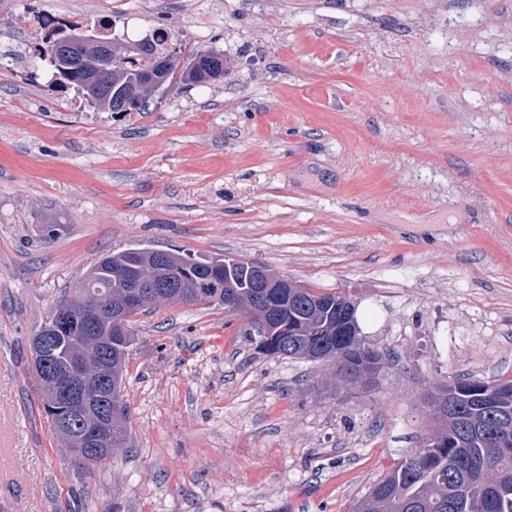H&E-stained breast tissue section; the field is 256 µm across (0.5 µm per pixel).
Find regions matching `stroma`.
Here are the masks:
<instances>
[{"label":"stroma","instance_id":"1","mask_svg":"<svg viewBox=\"0 0 512 512\" xmlns=\"http://www.w3.org/2000/svg\"><path fill=\"white\" fill-rule=\"evenodd\" d=\"M225 78L99 112L0 67V512H353L453 376L512 379V0H98ZM57 227L54 236L44 225ZM256 262L349 296L375 382L259 353L207 304L137 315L128 447L85 476L29 338L105 254Z\"/></svg>","mask_w":512,"mask_h":512}]
</instances>
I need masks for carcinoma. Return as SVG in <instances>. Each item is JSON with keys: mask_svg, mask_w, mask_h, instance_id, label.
<instances>
[{"mask_svg": "<svg viewBox=\"0 0 512 512\" xmlns=\"http://www.w3.org/2000/svg\"><path fill=\"white\" fill-rule=\"evenodd\" d=\"M96 30L100 38L112 41V20L101 18L91 25L59 30L56 37L41 50L38 59L53 68L56 85L72 89L94 104V109L115 112L114 99L105 93L90 94L86 87L93 65L77 67L64 73L53 67L52 49L69 38L77 41L82 30ZM180 48L170 34L157 28L152 34L151 51L147 54L132 47L123 53L111 76L112 92L131 81H141L153 58L165 60L161 72L171 84L180 64ZM193 58L211 59L205 66L185 67L179 80L187 84L206 83L225 74L224 51L214 48L197 51ZM158 251L146 248L128 249L102 257L89 271L82 287L57 308L69 310L71 320L60 336L61 356L58 365L66 367L71 359L81 360L91 370H102V385L120 402L128 351L134 339L132 317L157 304H191L187 299L196 288H212L224 294L233 291L238 302L232 306L224 299L216 305L246 315L242 335L257 342L261 351L286 358L316 360L321 351L339 344L346 348L347 368L360 369L362 358L375 352L357 334L344 331L342 314L347 298L334 293H321L304 288L294 294L284 288L273 289L280 297L267 305L261 301L264 288L259 282L258 263H245L222 256L199 259L179 251L169 253L164 264L156 263ZM128 266L167 284V295L157 298L148 292L143 306L128 311L129 319L119 328L112 321L99 322L97 332L88 334L81 313L93 303L118 306L124 302L126 284L113 272ZM44 415L54 423L65 408L53 387L38 382ZM495 387L476 377H455L439 387L438 402L428 404L438 428L423 445L407 454L376 482L367 495L359 499L354 512H512V392L493 398ZM123 413L112 420V428L103 437V448H124L128 443ZM90 426L89 418L72 422V432L62 436L65 451L80 473H91L95 464L87 463L76 453L82 447L81 433Z\"/></svg>", "mask_w": 512, "mask_h": 512, "instance_id": "cac0c4a2", "label": "carcinoma"}]
</instances>
